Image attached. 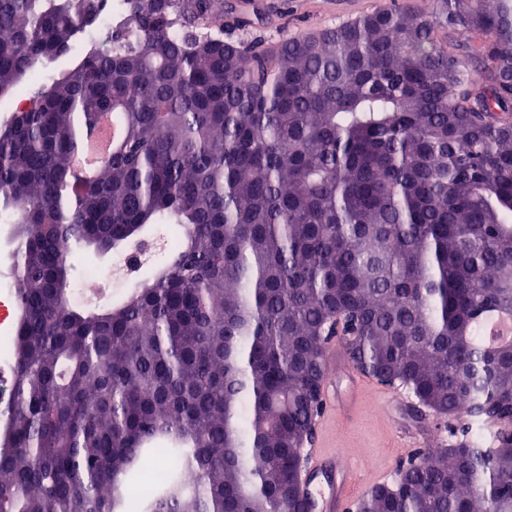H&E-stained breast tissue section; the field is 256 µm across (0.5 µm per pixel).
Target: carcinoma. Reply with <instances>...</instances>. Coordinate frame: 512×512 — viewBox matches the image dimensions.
<instances>
[{
    "instance_id": "carcinoma-1",
    "label": "carcinoma",
    "mask_w": 512,
    "mask_h": 512,
    "mask_svg": "<svg viewBox=\"0 0 512 512\" xmlns=\"http://www.w3.org/2000/svg\"><path fill=\"white\" fill-rule=\"evenodd\" d=\"M104 15L109 50L88 38ZM23 91L0 124L19 311L0 512H302L295 444L335 335L460 422L371 512H512V340L478 318L512 317V0L272 52L224 38V0H0V100ZM101 112L122 141L84 183ZM158 224L180 245L121 302L70 299L80 252ZM152 455L174 466L144 488Z\"/></svg>"
}]
</instances>
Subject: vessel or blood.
<instances>
[{"mask_svg": "<svg viewBox=\"0 0 512 512\" xmlns=\"http://www.w3.org/2000/svg\"><path fill=\"white\" fill-rule=\"evenodd\" d=\"M324 357L328 366L324 396L333 410L321 415L320 428H328L336 418L345 417L358 394L376 392L383 404L394 399V392L381 388L377 382L360 374L348 363L341 345H334L325 351ZM339 377L346 382V391L341 396L337 395L335 387V380ZM308 466L313 477L302 486V493L308 503L316 505L318 512H342L356 491L357 473L354 466L343 461L332 447L322 455L311 452Z\"/></svg>", "mask_w": 512, "mask_h": 512, "instance_id": "b4317fda", "label": "vessel or blood"}]
</instances>
